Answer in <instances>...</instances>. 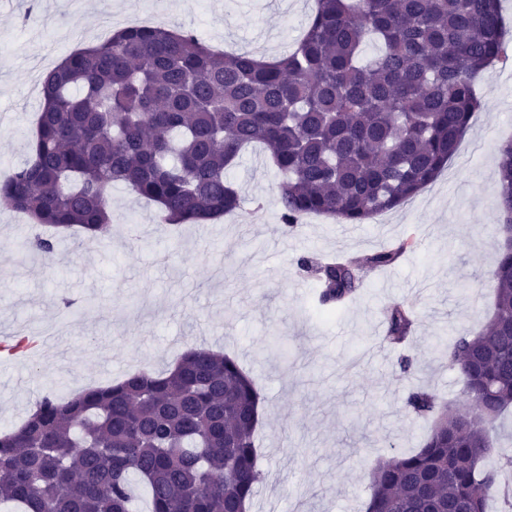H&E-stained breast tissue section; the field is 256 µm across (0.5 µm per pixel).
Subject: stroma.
Returning a JSON list of instances; mask_svg holds the SVG:
<instances>
[{
    "mask_svg": "<svg viewBox=\"0 0 512 512\" xmlns=\"http://www.w3.org/2000/svg\"><path fill=\"white\" fill-rule=\"evenodd\" d=\"M144 0H0V158L27 157L42 103L40 75L106 29L143 14ZM314 0H160L151 24L191 29L232 52L287 54ZM481 107L447 168L400 208L363 224L307 216L279 220V175L248 147L228 177L239 209L213 224L173 231L153 203L123 188L97 238L66 236L53 255L21 251L35 233L0 205V337H39L34 352H0V431L23 423L32 402L74 395L125 375L170 367L197 343L236 357L265 398L256 444L264 472L252 512H361L370 473L414 451L429 420L408 411L417 387L465 410L462 383L442 338L478 332L494 300L499 249L497 148L512 138V64L476 84ZM406 242L386 268L367 264ZM342 253L360 264L362 286L338 311L317 306L316 280L296 261ZM410 307L408 344L378 352L382 309ZM410 359L403 373L398 362Z\"/></svg>",
    "mask_w": 512,
    "mask_h": 512,
    "instance_id": "1",
    "label": "stroma"
}]
</instances>
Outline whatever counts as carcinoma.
Returning <instances> with one entry per match:
<instances>
[{
  "mask_svg": "<svg viewBox=\"0 0 512 512\" xmlns=\"http://www.w3.org/2000/svg\"><path fill=\"white\" fill-rule=\"evenodd\" d=\"M499 0H316L302 37L280 60L216 50L190 30L128 26L68 55L43 86L29 157L0 179V201L33 224L93 238L110 223L112 187L152 201L164 224H196L240 206L227 178L261 144L280 176L275 205L292 231L315 213L363 224L431 184L480 107L476 82L512 60ZM379 45L367 58V43ZM498 209L512 225V141L498 147ZM54 237L30 247L52 254ZM402 248L367 258L394 264ZM355 263L319 268L317 298L357 294ZM486 326L458 332L448 366L474 408L434 392L407 406L433 420L410 454L380 462L365 512H486L503 492L486 467L494 423L512 409V250L499 248ZM398 345L410 309L384 310ZM261 399L238 363L190 349L164 374L133 373L68 400L44 395L0 433V503L20 512H132L135 484L151 512H251L262 478L255 446Z\"/></svg>",
  "mask_w": 512,
  "mask_h": 512,
  "instance_id": "1",
  "label": "carcinoma"
}]
</instances>
